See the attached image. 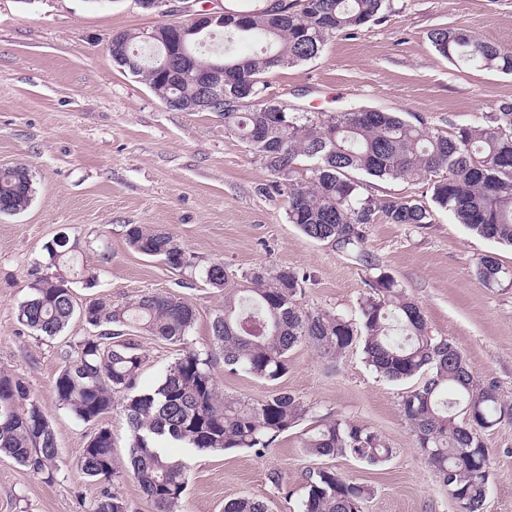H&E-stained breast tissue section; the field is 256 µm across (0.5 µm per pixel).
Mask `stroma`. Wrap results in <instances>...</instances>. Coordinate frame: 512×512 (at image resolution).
<instances>
[{
  "mask_svg": "<svg viewBox=\"0 0 512 512\" xmlns=\"http://www.w3.org/2000/svg\"><path fill=\"white\" fill-rule=\"evenodd\" d=\"M206 5L220 8L224 0H172L164 16L137 0H0V168L26 165L34 187L27 210L0 217V369L21 378L41 404L64 462L48 485L0 456V512H86L101 485L74 464L97 426L111 429L119 464L128 458L130 434L119 411L85 423L55 396L62 356L87 326L75 317L47 337L17 321L31 266L62 234L97 277L94 287L76 289L77 303L104 297L117 304L144 292L182 297L196 308L190 338L203 351L212 348L210 324L224 305L223 292L202 275L211 262H223L235 283L268 265L291 267L309 277L299 298L304 309L355 323L374 278L386 273L421 304L431 333L456 343L475 378L495 385L512 405V287H483L474 272L486 254L512 267V247L473 234L440 209L422 228L383 219L369 225L361 260L310 240L289 223L288 198L274 177L225 131L223 118L170 110L113 63L108 44L116 33L184 22ZM446 27L512 50V0H389L379 20L272 74L268 94L308 112H407L445 134L480 124L512 102V75L462 70L440 56L428 34ZM129 224L172 234L194 255L195 268L174 270L133 250L125 240ZM127 337L148 357L138 389L155 387L178 357L177 345L134 329ZM212 371L223 394L261 400L287 391L312 411L265 449L174 448L189 467L176 512H224L227 501L242 496L261 499L268 512H300L308 473L323 466L371 489L365 512H457L401 413L412 381L380 378L361 344L335 359L299 345L273 384L225 372L220 356ZM325 418L367 425L392 457L370 465L310 456L304 441ZM483 442L491 452L484 512H512V418L485 432ZM275 474L280 484L272 483Z\"/></svg>",
  "mask_w": 512,
  "mask_h": 512,
  "instance_id": "1",
  "label": "stroma"
}]
</instances>
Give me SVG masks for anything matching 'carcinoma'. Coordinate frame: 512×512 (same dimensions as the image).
I'll return each instance as SVG.
<instances>
[{"label": "carcinoma", "instance_id": "cac0c4a2", "mask_svg": "<svg viewBox=\"0 0 512 512\" xmlns=\"http://www.w3.org/2000/svg\"><path fill=\"white\" fill-rule=\"evenodd\" d=\"M224 7L237 25L222 28L226 46L205 56L188 44L195 67L224 64V99L263 102L244 112H222L224 129L238 136L258 157L276 186L287 194L288 221L314 241L335 242L347 254L362 255L364 227L383 217L390 224L422 228L433 221L431 205L446 210L456 223L487 240L512 245V102H504L483 123L433 133L401 112L338 113L271 111L268 76L318 57L337 34L350 35L379 18L387 0H297L280 14L270 0H236ZM138 36L112 38V61L141 78L167 106L185 111L201 97L200 81L184 69H168L173 42L153 39L132 48ZM443 57L462 65L479 64L512 74V51H505L461 28H437L428 35ZM256 45L251 53L234 51L236 42ZM308 164L310 176L296 178ZM356 171L381 180L427 181L432 204L398 197L370 198ZM29 169L0 168V202L10 214L25 211L33 200ZM127 244L174 270L195 267L194 256L162 230L129 224ZM47 260L29 272L30 295L17 310L18 322L43 336L60 333L79 315L90 333L70 345L55 379L59 404L76 419L91 422L121 410L130 432L126 474L150 499L156 512H173L188 484L181 460L167 452L179 442L198 451L267 448L280 434L305 418L310 407L300 397L276 391L263 400L227 396L212 371L213 354L189 340L195 307L173 295L147 292L112 305L93 299L75 307L74 288L95 286L89 269H76L74 246L64 236L45 247ZM74 268L70 275L62 268ZM479 282L501 288L512 270L493 255L478 258ZM211 287L224 291V307L211 322L213 344L224 369L240 370L273 383L288 372L289 353L301 344L322 357L337 358L355 338L363 341L365 362L390 381L418 379L402 396L401 410L414 433L416 449L438 473L442 484L467 512H482L490 476L489 449L482 433L512 416L496 386L475 379L454 342L428 332L421 307L388 275L376 276L372 294L359 304L355 324L328 310H306L298 303L308 278L283 265H269L229 284L224 263L204 270ZM137 329L180 346L179 357L154 389H137L147 362L139 344L124 338ZM316 457L352 456L370 465L393 454L381 436L365 424L322 419L304 443ZM12 458L51 485L63 461L51 422L25 382L0 371V455ZM85 477L108 482L117 473L112 431L99 428L76 462ZM371 489L333 469L307 477L301 512H363ZM90 512H128L125 501L102 488ZM224 512H267L263 501L241 497Z\"/></svg>", "mask_w": 512, "mask_h": 512}]
</instances>
